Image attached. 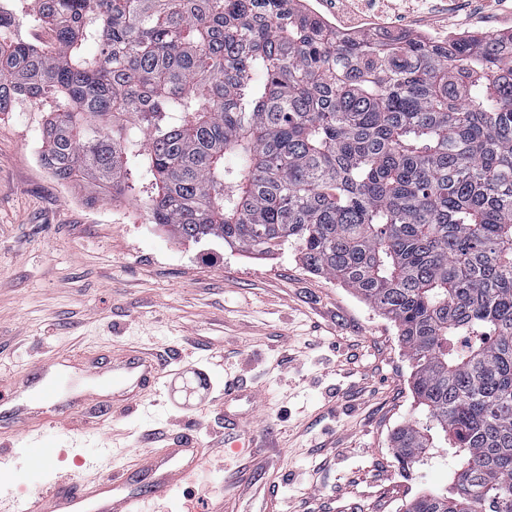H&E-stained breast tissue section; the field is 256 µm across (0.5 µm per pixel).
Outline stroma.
Returning <instances> with one entry per match:
<instances>
[{"label":"stroma","mask_w":512,"mask_h":512,"mask_svg":"<svg viewBox=\"0 0 512 512\" xmlns=\"http://www.w3.org/2000/svg\"><path fill=\"white\" fill-rule=\"evenodd\" d=\"M483 2L473 0L476 12L460 19L434 0L417 33H512V22ZM53 108L21 98L0 112V406L20 405L35 366L61 370L57 405L99 354L152 350L168 363L131 416L82 409L46 427L39 411H26L39 447L52 451L38 471L29 440L0 418V494L30 491L39 477L65 479L104 448L137 470V451L156 432L168 447L191 426L201 445H219L225 410L248 417L256 408L275 438L238 512H263L273 481L283 512H404L412 498L447 488L453 467L444 449L410 471L395 459L393 432L423 409L394 323L310 273L293 245L246 254L150 224L133 201L89 203L83 184L58 182L39 161ZM228 381L241 396L224 409Z\"/></svg>","instance_id":"1"}]
</instances>
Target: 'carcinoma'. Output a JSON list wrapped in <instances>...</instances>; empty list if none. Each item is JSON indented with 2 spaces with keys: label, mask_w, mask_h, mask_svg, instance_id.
<instances>
[{
  "label": "carcinoma",
  "mask_w": 512,
  "mask_h": 512,
  "mask_svg": "<svg viewBox=\"0 0 512 512\" xmlns=\"http://www.w3.org/2000/svg\"><path fill=\"white\" fill-rule=\"evenodd\" d=\"M0 9V112L53 98L40 159L150 223L303 265L392 321L426 411L405 512H512V34L381 42L297 0H26ZM5 1V2H4ZM24 0H0L6 8L13 11L15 25L13 34L16 38L37 46L49 45L53 42V35L50 30L40 25H34L26 17V8L23 7Z\"/></svg>",
  "instance_id": "1"
}]
</instances>
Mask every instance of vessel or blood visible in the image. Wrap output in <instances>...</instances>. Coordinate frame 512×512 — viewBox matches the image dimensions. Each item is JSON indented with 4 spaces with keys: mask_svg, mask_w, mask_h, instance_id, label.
<instances>
[{
    "mask_svg": "<svg viewBox=\"0 0 512 512\" xmlns=\"http://www.w3.org/2000/svg\"><path fill=\"white\" fill-rule=\"evenodd\" d=\"M160 369V361L148 353L113 359L109 376L90 370L91 383L77 404L100 402L108 392L112 402L105 405L106 413L134 412L142 391L155 383ZM27 381L33 386L30 399L37 403L53 397L58 386L56 377L40 366L28 374ZM225 454V449L202 448L188 437L180 447L152 454L142 473L116 469L94 480L79 473L58 482L48 480L27 496L5 502L0 512H149L147 504L153 500L177 505L181 502L179 486L195 481L201 469L213 468L215 457ZM255 477L254 466L238 467L233 486L225 487L221 497L201 500L194 512H238L236 491Z\"/></svg>",
    "mask_w": 512,
    "mask_h": 512,
    "instance_id": "vessel-or-blood-1",
    "label": "vessel or blood"
}]
</instances>
